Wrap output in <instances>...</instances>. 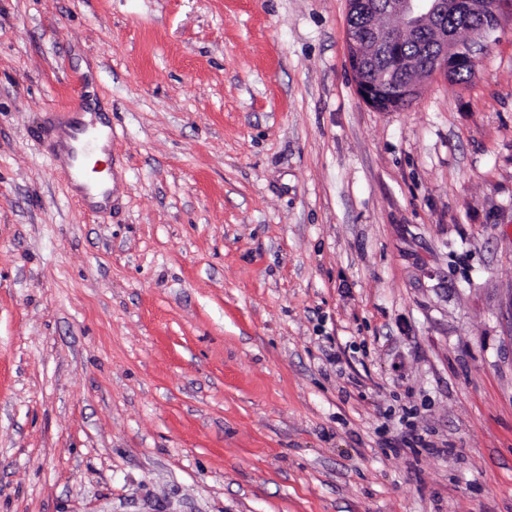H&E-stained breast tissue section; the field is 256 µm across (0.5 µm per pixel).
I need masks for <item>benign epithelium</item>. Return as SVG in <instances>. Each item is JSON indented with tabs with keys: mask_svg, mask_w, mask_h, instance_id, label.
Returning a JSON list of instances; mask_svg holds the SVG:
<instances>
[{
	"mask_svg": "<svg viewBox=\"0 0 512 512\" xmlns=\"http://www.w3.org/2000/svg\"><path fill=\"white\" fill-rule=\"evenodd\" d=\"M502 0H350V15L358 24L348 26L349 65L361 98L383 111L381 100L413 98L420 81L437 75L454 78L464 68H474L485 34L499 26ZM460 18L472 31L460 41L449 35L448 18ZM414 33L426 50L405 58L402 37ZM393 58L397 80L372 65L377 49Z\"/></svg>",
	"mask_w": 512,
	"mask_h": 512,
	"instance_id": "benign-epithelium-1",
	"label": "benign epithelium"
}]
</instances>
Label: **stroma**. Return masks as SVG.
<instances>
[{
	"mask_svg": "<svg viewBox=\"0 0 512 512\" xmlns=\"http://www.w3.org/2000/svg\"><path fill=\"white\" fill-rule=\"evenodd\" d=\"M347 13L0 0V512H512V8L390 112Z\"/></svg>",
	"mask_w": 512,
	"mask_h": 512,
	"instance_id": "stroma-1",
	"label": "stroma"
}]
</instances>
